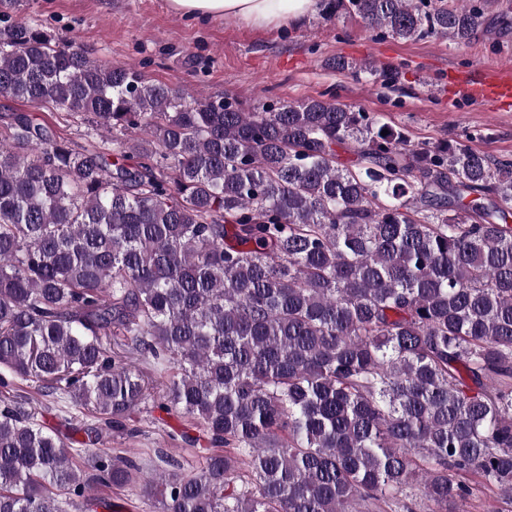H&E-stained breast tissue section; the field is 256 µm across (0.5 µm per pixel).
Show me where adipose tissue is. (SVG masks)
<instances>
[{
    "instance_id": "adipose-tissue-1",
    "label": "adipose tissue",
    "mask_w": 512,
    "mask_h": 512,
    "mask_svg": "<svg viewBox=\"0 0 512 512\" xmlns=\"http://www.w3.org/2000/svg\"><path fill=\"white\" fill-rule=\"evenodd\" d=\"M321 0H169L178 15L210 20L232 17L253 27H277L314 13Z\"/></svg>"
}]
</instances>
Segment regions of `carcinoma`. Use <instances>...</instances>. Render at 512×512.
Here are the masks:
<instances>
[{"instance_id":"obj_1","label":"carcinoma","mask_w":512,"mask_h":512,"mask_svg":"<svg viewBox=\"0 0 512 512\" xmlns=\"http://www.w3.org/2000/svg\"><path fill=\"white\" fill-rule=\"evenodd\" d=\"M20 2L0 0V99L121 137L109 157L0 117V388L98 421L76 448L0 396V512L132 483L162 512H460L482 488L512 512V161L331 98L152 83ZM328 11L458 45L485 24L481 0ZM149 402L224 453L185 476L96 447Z\"/></svg>"}]
</instances>
